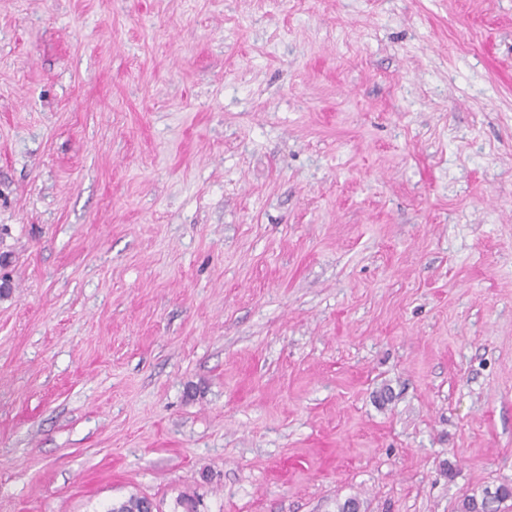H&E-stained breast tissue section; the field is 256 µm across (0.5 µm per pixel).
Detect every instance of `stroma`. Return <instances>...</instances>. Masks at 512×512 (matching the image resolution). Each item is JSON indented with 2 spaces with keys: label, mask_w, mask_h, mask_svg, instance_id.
<instances>
[{
  "label": "stroma",
  "mask_w": 512,
  "mask_h": 512,
  "mask_svg": "<svg viewBox=\"0 0 512 512\" xmlns=\"http://www.w3.org/2000/svg\"><path fill=\"white\" fill-rule=\"evenodd\" d=\"M0 512H458L512 486V0H0Z\"/></svg>",
  "instance_id": "1"
}]
</instances>
